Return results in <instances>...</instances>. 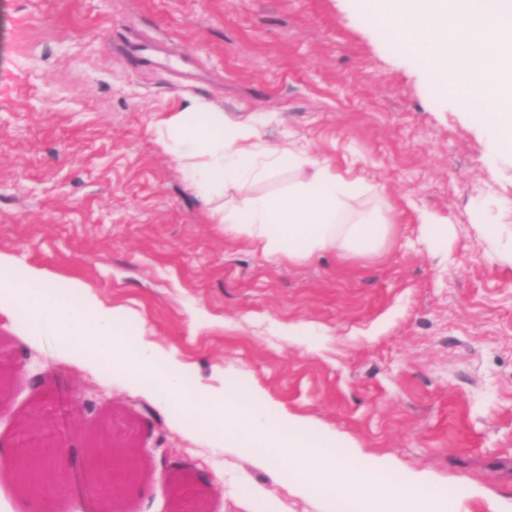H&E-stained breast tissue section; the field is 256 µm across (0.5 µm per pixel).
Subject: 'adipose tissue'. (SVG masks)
I'll return each instance as SVG.
<instances>
[{"label": "adipose tissue", "mask_w": 512, "mask_h": 512, "mask_svg": "<svg viewBox=\"0 0 512 512\" xmlns=\"http://www.w3.org/2000/svg\"><path fill=\"white\" fill-rule=\"evenodd\" d=\"M258 121L226 123L222 110L192 98L157 126L159 141L183 168L190 188L213 202L212 218L225 230L245 237L269 258L291 262L333 252L344 258L378 255L390 243L393 227L377 212L353 206L366 185L304 148L271 147L258 136ZM288 169L297 178L276 196L256 197L241 205L223 204L224 189L263 178L269 170ZM0 305L6 313L28 309L41 326H57L71 339L72 350L92 340L113 364L140 377H151L172 400L187 393L173 366L157 370V359L120 342L124 322L99 307L85 285H59L38 269H20L17 260L0 253Z\"/></svg>", "instance_id": "ef3b65f1"}]
</instances>
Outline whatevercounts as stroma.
<instances>
[{
    "label": "stroma",
    "mask_w": 512,
    "mask_h": 512,
    "mask_svg": "<svg viewBox=\"0 0 512 512\" xmlns=\"http://www.w3.org/2000/svg\"><path fill=\"white\" fill-rule=\"evenodd\" d=\"M190 96L230 123L262 118L267 145L296 138L353 168L369 186L356 208L381 212L394 246L288 263L213 223L157 141ZM295 179L276 169L224 199ZM422 211L448 224L447 244L425 238ZM1 252L84 284L189 393L175 402L0 314V346L27 371L0 444L47 403L71 437L59 512L101 510L80 425L149 454L151 477L116 512H171L179 494L189 512H324L320 489L295 494L209 432V396L228 382L449 493L476 484L470 512H512V153L352 0H0Z\"/></svg>",
    "instance_id": "35a3bbf8"
}]
</instances>
